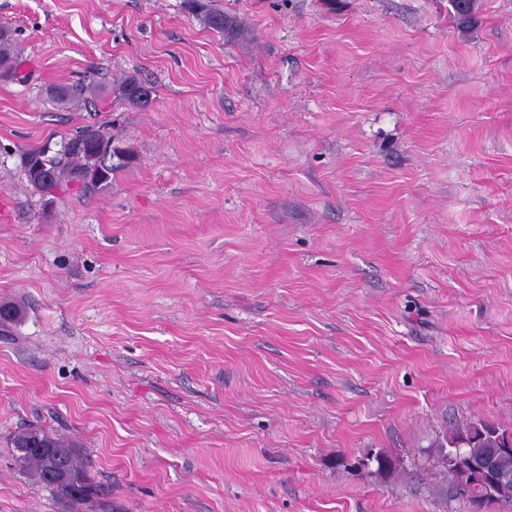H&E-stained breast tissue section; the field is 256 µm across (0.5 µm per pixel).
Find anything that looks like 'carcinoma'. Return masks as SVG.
Here are the masks:
<instances>
[{
    "instance_id": "1",
    "label": "carcinoma",
    "mask_w": 512,
    "mask_h": 512,
    "mask_svg": "<svg viewBox=\"0 0 512 512\" xmlns=\"http://www.w3.org/2000/svg\"><path fill=\"white\" fill-rule=\"evenodd\" d=\"M201 10L204 23L212 30L224 32V12L207 8L202 0H189ZM458 24L465 26L473 19L475 0H451ZM18 75L12 33L0 28V78ZM115 94L130 105L144 107L151 101V87L130 77L122 81ZM47 147L28 150L22 158L28 183L41 195L56 193L77 182L85 187L106 188L112 174L129 164V154L113 145L112 138L88 126L73 141L61 142L55 155ZM509 431L481 422L459 428L448 437V450H442L436 465L451 479L456 497L472 500L460 491V485L471 479L470 461L477 460L498 447V440ZM13 457L20 469L35 482L51 491L66 508L89 506L99 512H112L109 492L91 476L88 465L80 457L73 441L42 428H27L12 438Z\"/></svg>"
}]
</instances>
